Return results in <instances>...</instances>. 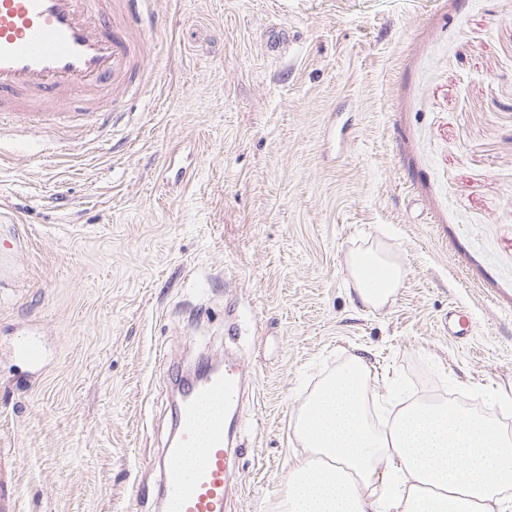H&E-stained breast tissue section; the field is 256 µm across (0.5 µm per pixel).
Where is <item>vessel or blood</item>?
<instances>
[{"label":"vessel or blood","mask_w":512,"mask_h":512,"mask_svg":"<svg viewBox=\"0 0 512 512\" xmlns=\"http://www.w3.org/2000/svg\"><path fill=\"white\" fill-rule=\"evenodd\" d=\"M147 0H0V116L22 128L61 122L63 112L23 108L24 93H51L64 102L77 91L91 100V112H108L112 99L136 95L144 61L142 35L154 19ZM15 354L31 367L45 352L33 338ZM244 391L240 361L225 363L206 380L189 386L166 460L159 500L166 512H224L233 494L237 449L229 438ZM199 447L192 465L186 449Z\"/></svg>","instance_id":"obj_1"}]
</instances>
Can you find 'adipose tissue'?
Returning <instances> with one entry per match:
<instances>
[{"label": "adipose tissue", "mask_w": 512, "mask_h": 512, "mask_svg": "<svg viewBox=\"0 0 512 512\" xmlns=\"http://www.w3.org/2000/svg\"><path fill=\"white\" fill-rule=\"evenodd\" d=\"M354 292L383 308L405 270L381 244L349 260ZM372 366L351 354L315 389L294 425L306 450L276 512H512V439L494 420L448 402L388 395L389 425L370 424Z\"/></svg>", "instance_id": "1"}]
</instances>
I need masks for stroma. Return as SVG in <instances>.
<instances>
[{
	"label": "stroma",
	"instance_id": "obj_1",
	"mask_svg": "<svg viewBox=\"0 0 512 512\" xmlns=\"http://www.w3.org/2000/svg\"><path fill=\"white\" fill-rule=\"evenodd\" d=\"M150 9V83L108 129L0 126V233L27 232L0 290V512H160L172 385L202 355L249 375L229 512H270L306 397L362 350L512 431V0ZM371 242L406 269L381 309L352 299ZM16 357L31 367H40L45 361V352L41 343L33 338H28L18 344Z\"/></svg>",
	"mask_w": 512,
	"mask_h": 512
}]
</instances>
